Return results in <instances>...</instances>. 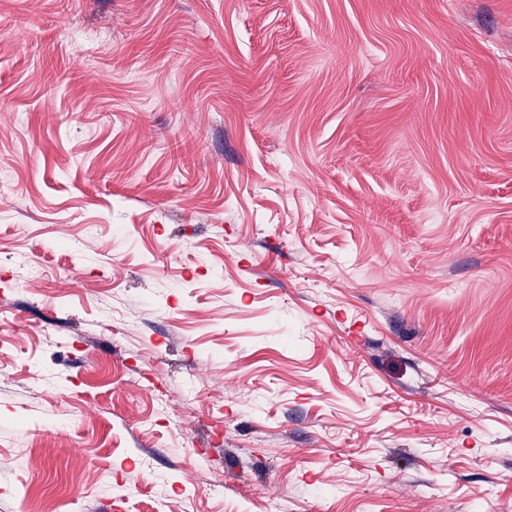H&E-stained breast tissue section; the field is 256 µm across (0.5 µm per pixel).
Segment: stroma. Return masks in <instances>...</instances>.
I'll use <instances>...</instances> for the list:
<instances>
[{
    "instance_id": "1",
    "label": "stroma",
    "mask_w": 512,
    "mask_h": 512,
    "mask_svg": "<svg viewBox=\"0 0 512 512\" xmlns=\"http://www.w3.org/2000/svg\"><path fill=\"white\" fill-rule=\"evenodd\" d=\"M273 497L512 512V0H0V512Z\"/></svg>"
}]
</instances>
